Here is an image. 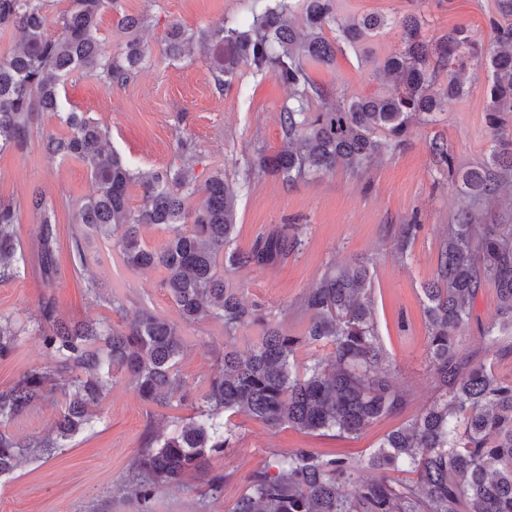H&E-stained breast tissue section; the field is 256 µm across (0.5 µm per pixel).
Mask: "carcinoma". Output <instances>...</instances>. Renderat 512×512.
<instances>
[{"label":"carcinoma","mask_w":512,"mask_h":512,"mask_svg":"<svg viewBox=\"0 0 512 512\" xmlns=\"http://www.w3.org/2000/svg\"><path fill=\"white\" fill-rule=\"evenodd\" d=\"M270 0L246 25L194 31L176 20L169 24L164 53L183 56L195 42L210 51L208 62L218 87L250 68L287 84L292 103L284 107L286 145L259 154L258 171L277 173L293 184L338 166L361 170L384 148L405 140L413 116L432 115L465 92L471 66L487 72L489 155L477 167L456 171L448 144L436 138L430 154L436 166L460 177L467 203L448 225L436 278L422 288L428 331L426 354L439 395L422 413L384 436L367 465L383 472L361 475L362 461L318 453L310 448L273 453L272 462L249 476L232 512H512V378L500 375L494 360L511 353L495 337L512 336V224H479L469 202L488 198L512 182V0H499L489 20L494 45L484 48L464 29L434 41L415 15L390 20L366 14L349 21L337 17L336 0ZM49 0H0V29L14 28L19 40L0 54V151L28 148L40 112H58L60 87L81 71L105 87L123 86L141 67L145 50L133 37L148 17L124 14L122 30L132 34L123 50L108 52L98 36L102 11L116 0H71L72 8L47 23ZM401 30V47L370 64L394 81V92L354 96L329 93L311 80L307 64L329 65L336 54L355 48L382 29ZM336 31L325 37L324 30ZM446 81L439 82L441 73ZM63 133L41 136L43 153L64 163L85 165L97 193L73 205L76 224L113 240L125 266L158 269L161 286L183 323L207 319L224 324L232 336L242 326L265 323L259 343L248 354L224 345L204 388L186 389L179 364L185 345L179 326L142 310L118 327L106 319L66 320L55 299L44 297L33 325L34 336L53 366L25 371L0 388V478L26 458L48 459L97 419L96 408L112 378L128 376L138 397L157 406H188L192 415L169 422L170 430L150 428L135 454L134 491L150 499L159 486H181L192 472L208 470L210 460L231 447L233 432L224 415L245 413L271 429L288 426L308 434L356 438L382 417L402 414L408 395L396 386L389 355L377 334L373 278L361 262L327 271L303 296L308 316L300 336L265 321L257 305L247 306L224 281V274L250 265L275 266L300 244L288 228L259 237L250 251L231 249L236 228V194L216 169L196 183V149L176 141L173 161L162 169H131L107 142L105 128L80 113H67ZM136 184L142 204L129 206ZM39 218L38 263L51 283L60 248L56 205L38 194L21 206L0 200V280L14 278L26 264L17 239L23 209ZM158 225L168 234L154 250L141 229ZM418 229L401 225L397 250L406 255ZM486 283L496 288L498 309L487 324L488 350L465 352L460 336L474 315ZM91 302L118 310V299L89 281ZM25 323L0 314V359L12 355L31 331ZM328 346L331 359L307 357L302 347ZM63 396L54 433L22 441L6 425L42 403ZM395 472L409 477L393 478Z\"/></svg>","instance_id":"carcinoma-1"}]
</instances>
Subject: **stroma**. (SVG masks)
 <instances>
[{
	"instance_id": "1",
	"label": "stroma",
	"mask_w": 512,
	"mask_h": 512,
	"mask_svg": "<svg viewBox=\"0 0 512 512\" xmlns=\"http://www.w3.org/2000/svg\"><path fill=\"white\" fill-rule=\"evenodd\" d=\"M265 4L266 0H118L102 12L100 36L109 52H118L116 23L121 15H148L149 22L139 33L146 50L141 69L125 86L110 90L85 74H74L61 92V109L85 113L107 128L111 146L135 170L168 165L177 138H189L197 148L198 181L223 168L237 195L234 248L249 249L272 229L297 227L302 244L287 260L272 267H245L230 276L245 304H262L266 317L290 334H301L300 301L327 270L368 262L377 331L393 361L397 384L410 392L403 416L378 420L359 438L347 439L285 426L271 429L249 416L234 415L232 446L210 465L211 471L227 475L222 493H210L206 475L194 473L181 487L157 488L145 502L131 490L129 469L148 424L161 425L173 416L185 419L191 411L142 402L128 378L120 375L100 404L91 430L79 433L54 458L23 462L0 479V512H232L249 475L267 466L273 453L311 448L365 457L403 418L415 416L437 397L426 356L422 288L435 275L444 233L462 197L447 172L434 164L429 143L444 139L459 168L483 162L490 145L486 72L469 69L466 95L447 101L435 122L415 118L405 141L385 148L368 169L338 168L291 186L276 175L250 168L257 154H271L284 145L281 112L289 102V87L272 75L245 68L220 90L202 47L192 46L178 60L163 52L172 21L194 30L214 29L229 20H249L252 11ZM337 9L345 21L369 13L390 18L416 13L425 18L428 37L463 28L487 45L493 40L488 19L497 14L498 0H337ZM308 72L317 86L329 91L344 88L367 96L392 88L350 49L337 54L332 66L309 64ZM63 129L57 115L41 113L32 129L34 141L25 152H0V199L24 202L41 194L58 203L61 244L57 275L52 284H45L37 261L39 219L23 212L17 237L26 265L15 278L0 281V313L33 321L42 296L49 293L64 318L91 316L119 323L115 311L86 298L85 282L92 278L104 294L118 296L128 312L145 309L178 321V310L161 286V272L127 270L110 239L95 234L86 238V265L82 272L74 271L69 255L73 213L60 202L90 197L96 184L80 162L53 161L35 144L42 132ZM414 222L420 229L407 254H399V227ZM182 336L187 351L181 373L196 392L223 350L224 330L209 319L183 327ZM49 361L35 339L26 340L14 354L0 359V388L24 370Z\"/></svg>"
}]
</instances>
